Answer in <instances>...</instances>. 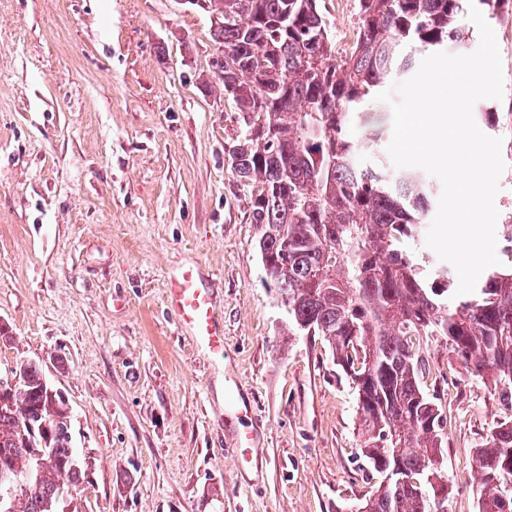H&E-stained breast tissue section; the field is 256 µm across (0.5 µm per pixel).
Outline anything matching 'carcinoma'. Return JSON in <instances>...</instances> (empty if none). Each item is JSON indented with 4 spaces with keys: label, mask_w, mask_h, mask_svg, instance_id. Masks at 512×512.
<instances>
[{
    "label": "carcinoma",
    "mask_w": 512,
    "mask_h": 512,
    "mask_svg": "<svg viewBox=\"0 0 512 512\" xmlns=\"http://www.w3.org/2000/svg\"><path fill=\"white\" fill-rule=\"evenodd\" d=\"M223 24L219 79L243 128L226 147L238 177L256 189L266 276L294 330L321 336L355 385L372 474L361 512H431L433 485L448 484L438 455L446 417L422 385L419 336H441L454 359L494 386L512 385V212L505 264L455 295V276L412 248L431 196L425 176L363 166L361 140L379 135L365 102L412 65L409 46L437 53L463 46L468 0H358L353 46L336 55L320 0H206ZM19 385L0 398V483L11 512H54L59 494L88 473L73 467L67 405L43 387L36 362L15 369ZM60 423L51 453L30 471L24 419ZM478 512H512V420L476 449ZM66 467L65 481L60 468Z\"/></svg>",
    "instance_id": "1"
}]
</instances>
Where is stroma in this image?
I'll return each mask as SVG.
<instances>
[{"label":"stroma","mask_w":512,"mask_h":512,"mask_svg":"<svg viewBox=\"0 0 512 512\" xmlns=\"http://www.w3.org/2000/svg\"><path fill=\"white\" fill-rule=\"evenodd\" d=\"M338 51L357 0H322ZM209 12L186 0H0V375L39 362L66 396L88 481L75 512H355L370 489L354 386L321 337L289 326L265 278L241 132L212 63ZM490 25L512 112V0ZM196 266L224 322V359L166 306ZM424 389L447 418V512H478L476 450L512 395L424 337ZM260 454L225 453L229 379Z\"/></svg>","instance_id":"1"}]
</instances>
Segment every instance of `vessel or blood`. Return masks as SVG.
I'll return each instance as SVG.
<instances>
[{"instance_id": "vessel-or-blood-1", "label": "vessel or blood", "mask_w": 512, "mask_h": 512, "mask_svg": "<svg viewBox=\"0 0 512 512\" xmlns=\"http://www.w3.org/2000/svg\"><path fill=\"white\" fill-rule=\"evenodd\" d=\"M166 304L179 325L190 330L197 345L214 358H223L224 326L216 314L212 294L200 285L196 267H183L170 276ZM227 397L224 426L232 433L239 456L243 460H250L256 443L255 434L248 429L250 410L242 400L238 386H229Z\"/></svg>"}]
</instances>
